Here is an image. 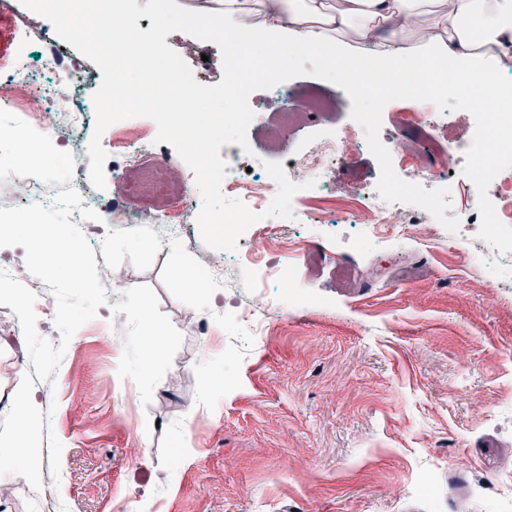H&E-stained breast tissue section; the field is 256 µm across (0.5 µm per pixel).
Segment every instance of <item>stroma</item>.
Segmentation results:
<instances>
[{
    "label": "stroma",
    "mask_w": 512,
    "mask_h": 512,
    "mask_svg": "<svg viewBox=\"0 0 512 512\" xmlns=\"http://www.w3.org/2000/svg\"><path fill=\"white\" fill-rule=\"evenodd\" d=\"M45 23L20 4L0 16V57L22 50L25 27ZM249 103L257 154L276 132V104L265 89ZM408 119L401 104L387 105L379 138L393 156L416 155L414 178L427 160ZM95 137L108 153L102 190L86 178ZM111 141L90 125L77 153L50 145L36 166L59 191L79 168V192L107 217L104 236L153 248H95L108 303L70 341L54 390L42 389L19 320L0 305V396L25 378L39 419L38 470L0 476V512H44L50 499L60 512H140L143 500L157 512H512V287L476 254L450 249L433 224L375 249L336 248L335 226L289 222L273 250L251 262L231 256L206 287H183L176 269L209 248L189 230L120 223L127 205L116 181L130 159ZM342 150L315 212L341 209L355 188L378 182L371 151ZM0 256L42 294L39 334L57 336L55 300L28 271L24 248ZM278 264L293 265L292 281L255 292L258 268ZM139 284L183 335L147 405L117 374L126 316L111 309ZM231 305L254 308L263 332L248 335ZM201 319L208 335L193 329ZM211 375L226 386L204 390ZM426 481L434 499L415 494Z\"/></svg>",
    "instance_id": "stroma-1"
}]
</instances>
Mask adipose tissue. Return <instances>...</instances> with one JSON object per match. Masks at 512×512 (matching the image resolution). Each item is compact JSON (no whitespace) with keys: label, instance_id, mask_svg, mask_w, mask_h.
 Segmentation results:
<instances>
[{"label":"adipose tissue","instance_id":"obj_1","mask_svg":"<svg viewBox=\"0 0 512 512\" xmlns=\"http://www.w3.org/2000/svg\"><path fill=\"white\" fill-rule=\"evenodd\" d=\"M166 17L194 26L203 38L217 25L259 26L251 50L232 40L224 45L226 54L247 55L257 66L296 40L327 49L332 71L344 68L351 45L362 46L364 75L382 56L399 73L445 69L459 80L512 61V0H207L195 11L167 9ZM12 415L15 430L0 443V470H35L36 402L25 385L14 389Z\"/></svg>","mask_w":512,"mask_h":512}]
</instances>
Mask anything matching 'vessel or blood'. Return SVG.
Segmentation results:
<instances>
[{"label": "vessel or blood", "instance_id": "b4317fda", "mask_svg": "<svg viewBox=\"0 0 512 512\" xmlns=\"http://www.w3.org/2000/svg\"><path fill=\"white\" fill-rule=\"evenodd\" d=\"M183 192L175 167L160 160L130 167L119 187L126 202L145 211L169 208L182 198Z\"/></svg>", "mask_w": 512, "mask_h": 512}]
</instances>
